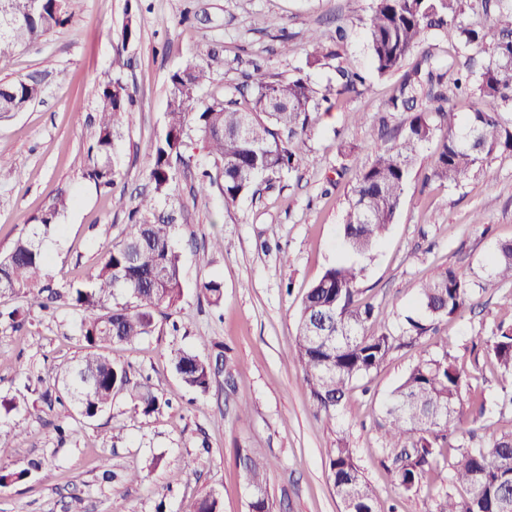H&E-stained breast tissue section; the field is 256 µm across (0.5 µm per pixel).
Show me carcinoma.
I'll use <instances>...</instances> for the list:
<instances>
[{"label": "carcinoma", "instance_id": "obj_1", "mask_svg": "<svg viewBox=\"0 0 512 512\" xmlns=\"http://www.w3.org/2000/svg\"><path fill=\"white\" fill-rule=\"evenodd\" d=\"M478 12L492 17L494 37L489 43L482 30L465 23L466 15ZM68 20V0H0V56L36 43ZM447 26L456 27L463 47L474 52L457 70L454 87L464 94L479 93L485 107L456 120L453 110L443 106L448 101L443 75L436 72L430 55L423 57L425 70L414 71L419 79L406 80L388 101V111L412 109L420 94L438 106L411 116L393 144L374 148L372 162L359 171L348 196L342 239L346 250L359 258L368 256L394 224L423 143L439 138L431 178L454 187L497 154L512 152V120L504 118L512 112V0H375L366 26L374 70L381 76L399 70L430 31ZM306 45L305 65H322L327 52L321 36L309 34ZM223 67V54L208 50L188 55L170 75L164 125L148 167L155 194L141 196L128 210L125 235L107 250L88 280L69 287L73 306L83 312L77 330L86 352L64 371L61 387L86 421L106 411L116 392L126 393L134 408L145 414L157 408L151 387L130 383L109 349L149 335L155 314L183 297L182 255L174 244L177 224L173 215L160 211L158 196L167 194L174 165L185 161L184 150L192 140L202 143L216 165L214 174L201 170L199 192L219 182L224 201L234 202L258 177L294 169L292 140L307 132L310 114L363 82L361 75L338 65L336 84L317 92L302 77L274 80L256 63L223 100L195 111L199 90ZM40 93L34 78L0 83V115L22 111ZM132 104L133 93L121 78L101 87L83 164L85 178L99 191L114 185V140ZM71 204L69 194L58 193L34 217L30 232L0 255V293L21 291L29 307L38 309L49 308L58 298L48 282L49 258L42 237L58 226ZM363 272L356 262L332 265L302 301L295 355L313 407L329 417L336 414L351 384L378 368L397 341L389 332L369 331L378 308L357 300ZM487 272L501 283H512V243L497 247ZM200 291L213 305L223 300L217 281L204 283ZM119 295L133 305L115 302ZM472 297L470 283L453 268L437 272L421 287L422 316L407 318L400 337L408 345L418 342L439 322L461 314ZM488 354L504 388L512 391V327L498 328ZM172 365L183 383L200 393L207 392L219 370V363L209 357L187 351L176 352ZM86 377L92 379L88 388L83 386ZM465 384L464 371L448 359L445 346L441 355L412 366L393 391L385 435L394 446L408 449L395 473L403 491L419 485L456 432ZM237 465L251 495V512H270L268 463L240 448ZM328 467L336 495L347 499L349 512H379L353 449L342 441L329 449ZM451 479L465 486L468 495L462 500L447 495L435 512H512V435L485 449L459 446Z\"/></svg>", "mask_w": 512, "mask_h": 512}]
</instances>
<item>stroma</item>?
<instances>
[{
    "mask_svg": "<svg viewBox=\"0 0 512 512\" xmlns=\"http://www.w3.org/2000/svg\"><path fill=\"white\" fill-rule=\"evenodd\" d=\"M372 6L373 0H69L64 27L0 57V81L33 75L43 84L41 96L23 111L0 116L6 162L0 171V252L58 190L74 198L60 219L62 231L45 243L61 300L31 310L23 295H0V400L17 404L0 412V430L12 435L0 448V468L40 463L26 479L0 487V512H67L75 496L85 512H192L195 501L210 493L219 497L222 512H248L250 494L235 460L240 448L269 461L272 512H341L327 467V452L340 441L353 448L382 512H433L440 497H465V488L451 480L452 448L416 491L399 488L393 477L397 450L384 434L386 410L407 371L445 348L467 375L462 427L474 430L472 447L512 433V403L488 356L497 325H512V306L505 302L512 287L486 272L496 247L512 240V153L451 187L430 177L438 140L424 143L394 224L363 261L358 299L380 309L373 330L399 333L405 317L421 313L422 282L448 267L471 283L472 309L440 322L414 347L394 349L353 383L332 417L316 413L294 356L302 299L328 266L349 257L341 224L350 187L382 126L393 129L403 121L400 113L386 118V103L420 60L412 55L403 69L377 75L365 34ZM129 18L139 36L128 44L122 28ZM339 24L347 31L340 58L305 68L308 32L327 42ZM213 47L223 51L224 67L199 92L203 105L223 99L253 60L280 78L307 77L318 91L335 83L340 66L361 73L365 82L313 113L295 171L235 202L225 203L217 186L203 195L192 191L195 167L212 159L200 143L191 145L190 168L176 170L175 191L161 201L178 215L183 298L157 314L148 336L112 348L131 381H149L160 405L146 415L118 393L110 409L84 421L59 398L56 385L85 351L77 331L81 313L63 295L70 284L87 280L121 238L126 214L113 206V195L132 205L152 190L147 166L163 128L170 74L186 54ZM116 76L132 89L134 105L115 141L117 174L108 196L84 179L80 159L99 89ZM356 112L362 123H353ZM343 142L358 145L357 156L341 155ZM216 237L224 243L218 250L211 247ZM210 280L224 288L217 307L199 291ZM15 308L25 313L23 325L3 317ZM203 337L210 353L224 355L226 370L202 395L181 381L171 358L179 350H198ZM477 398L484 409L473 407ZM103 455L111 459L109 481L101 477Z\"/></svg>",
    "mask_w": 512,
    "mask_h": 512,
    "instance_id": "obj_1",
    "label": "stroma"
}]
</instances>
